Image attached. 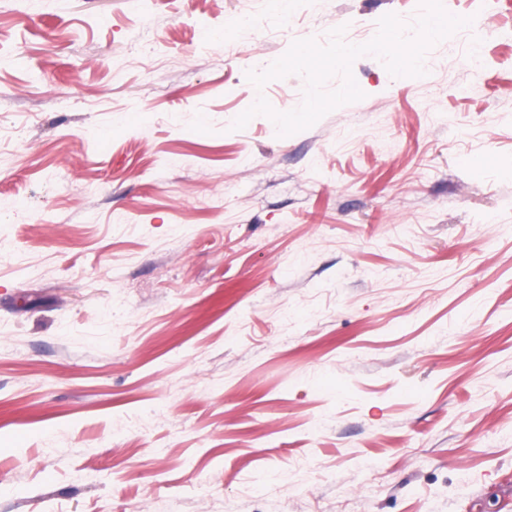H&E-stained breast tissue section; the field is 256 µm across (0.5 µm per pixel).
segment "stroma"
Masks as SVG:
<instances>
[{
    "label": "stroma",
    "mask_w": 512,
    "mask_h": 512,
    "mask_svg": "<svg viewBox=\"0 0 512 512\" xmlns=\"http://www.w3.org/2000/svg\"><path fill=\"white\" fill-rule=\"evenodd\" d=\"M443 5L281 137L246 71L418 0H0V512H512V0Z\"/></svg>",
    "instance_id": "35a3bbf8"
}]
</instances>
